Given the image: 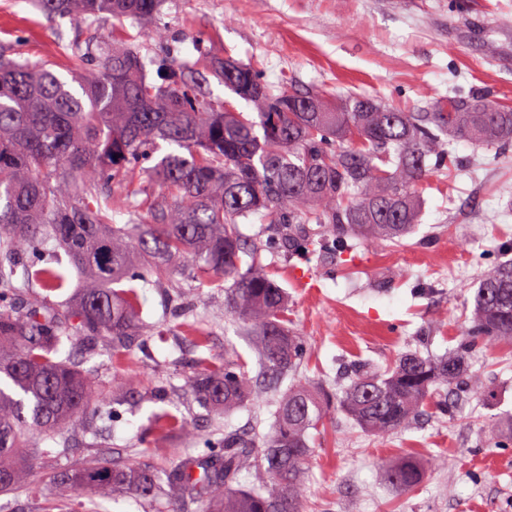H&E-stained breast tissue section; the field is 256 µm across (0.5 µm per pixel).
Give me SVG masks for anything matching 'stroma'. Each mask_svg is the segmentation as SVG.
I'll return each instance as SVG.
<instances>
[{"label":"stroma","instance_id":"1","mask_svg":"<svg viewBox=\"0 0 512 512\" xmlns=\"http://www.w3.org/2000/svg\"><path fill=\"white\" fill-rule=\"evenodd\" d=\"M160 23L169 31L163 41L155 35ZM89 34L140 47L151 81L166 55L201 70L229 55L268 84L288 81L337 100L365 94L403 112H428L460 89L512 107V0H165L160 22L107 18L90 28L66 17L48 21L30 0H0V52L8 58L50 60L62 74L77 70L82 63L63 42ZM451 149L463 172L422 182L418 226L400 245L360 247L344 268L325 257L285 254L272 265V278L288 293L289 325L304 346L303 379L332 387L350 364L384 368L410 349L441 355L458 346L479 276L508 258L502 247L512 243V157L464 140ZM140 294L145 323L162 316L175 327L185 314H200L209 353L220 359L233 346L256 373L251 344L224 315L223 288L193 289L179 305L151 284ZM174 341L152 336L143 353L97 355L86 366L113 389L148 395L161 384L181 386L198 353L188 341L179 361L166 363ZM469 366L495 396L471 395L452 419L431 411L414 428L378 435L329 405L308 432L313 456L299 492L304 512H512V447H496L486 427L488 418L512 416V341L476 347ZM273 410L263 395L257 408L216 419L182 397L148 396L135 413L113 417L104 441L131 462L164 463L189 442L174 431L140 444L157 413L192 418L206 437L251 422L267 434ZM402 457L442 464L406 492L386 476Z\"/></svg>","mask_w":512,"mask_h":512}]
</instances>
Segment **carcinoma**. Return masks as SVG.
I'll return each instance as SVG.
<instances>
[{
  "label": "carcinoma",
  "instance_id": "carcinoma-1",
  "mask_svg": "<svg viewBox=\"0 0 512 512\" xmlns=\"http://www.w3.org/2000/svg\"><path fill=\"white\" fill-rule=\"evenodd\" d=\"M52 21L93 23L105 15L157 17L159 0H35ZM91 63L68 81L54 64L0 57V241L23 247L28 288H82L64 309L30 298L0 273V495L16 491L36 458L54 459L46 485L60 492L129 493L171 512H303L297 493L313 449L307 432L330 402L365 431L409 428L429 403L452 417L440 391L477 384L467 359L475 347L512 338V260L495 265L475 289L471 324L440 357L401 355L385 371L361 363L349 386L333 392L297 382L278 402L271 432L202 438L192 419L162 413L155 431H179L203 445L165 466H136L99 454L70 459V426L90 415L131 412L133 396L105 391L70 359L76 345L93 356L133 355L144 346L139 289L131 282L224 284V307L253 340L268 390L300 363L302 344L288 329V294L270 278L262 253L301 248L347 260L359 245L400 244L416 229V187L429 175L461 172L444 137L507 148L512 109L456 92L435 112H400L361 95L341 110L321 95L278 88L230 58L211 62L224 86L256 108L254 116L214 103L180 65L159 63L161 83L145 74L140 49L78 42ZM145 168L133 192L132 174ZM125 194L126 222L112 223L109 194ZM265 212L272 231L248 243L240 229ZM60 247L68 266L53 254ZM186 390L199 407L227 412L255 386L232 361L201 356ZM55 447L42 449L35 437ZM257 467L250 488L243 471ZM409 492L423 468L407 458L388 469Z\"/></svg>",
  "mask_w": 512,
  "mask_h": 512
}]
</instances>
